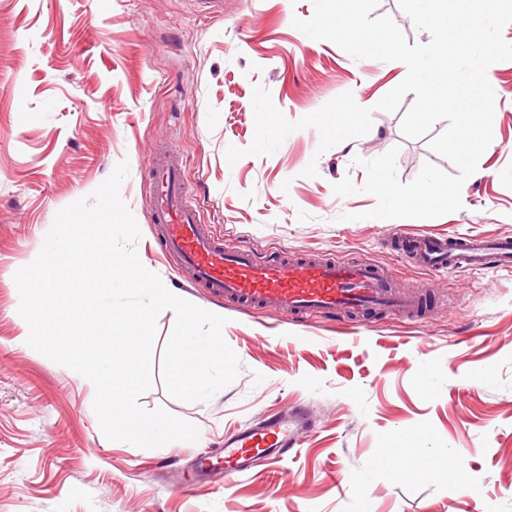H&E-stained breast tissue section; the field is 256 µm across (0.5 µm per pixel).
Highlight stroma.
Returning <instances> with one entry per match:
<instances>
[{
    "label": "stroma",
    "mask_w": 512,
    "mask_h": 512,
    "mask_svg": "<svg viewBox=\"0 0 512 512\" xmlns=\"http://www.w3.org/2000/svg\"><path fill=\"white\" fill-rule=\"evenodd\" d=\"M313 12V0H216L208 15L197 0H0V512H512V274L432 273L399 244L403 230L512 237V60L487 72L493 147L465 180L461 209L369 219L377 199L354 157L397 149L404 182L428 162L457 169L403 136L401 111L376 110L405 66L353 59L293 26ZM257 85L291 121L352 93L374 108L373 127L323 153L305 128L272 155L228 163V146L253 140ZM159 143L184 156L186 190L226 246L372 261L418 293V311L304 326L191 285L150 220ZM123 161L142 264L226 317L242 363L210 400L174 399L159 382L140 397L198 427L197 441L168 448L105 438L93 385L17 342L15 272L57 212ZM312 162L314 178L303 174ZM346 177L358 193L336 196ZM297 403L316 423L296 453L224 484L193 480L198 449Z\"/></svg>",
    "instance_id": "stroma-1"
}]
</instances>
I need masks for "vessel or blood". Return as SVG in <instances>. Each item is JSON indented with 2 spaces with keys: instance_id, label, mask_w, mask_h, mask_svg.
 Segmentation results:
<instances>
[{
  "instance_id": "1",
  "label": "vessel or blood",
  "mask_w": 512,
  "mask_h": 512,
  "mask_svg": "<svg viewBox=\"0 0 512 512\" xmlns=\"http://www.w3.org/2000/svg\"><path fill=\"white\" fill-rule=\"evenodd\" d=\"M185 166L179 153L163 146L154 150L151 220L163 225L164 251L190 271L193 285L231 305H258L302 320L343 311L409 316L417 310L418 297L397 288L389 273L368 261L346 255L278 261L251 249L225 248L184 188ZM407 243L412 260L430 271H478L491 259L512 269L508 238L425 233L410 235ZM313 424L309 407L283 410L225 436L220 462L198 455L196 472L206 478L220 470L229 477L247 471L258 458H281L300 445Z\"/></svg>"
}]
</instances>
